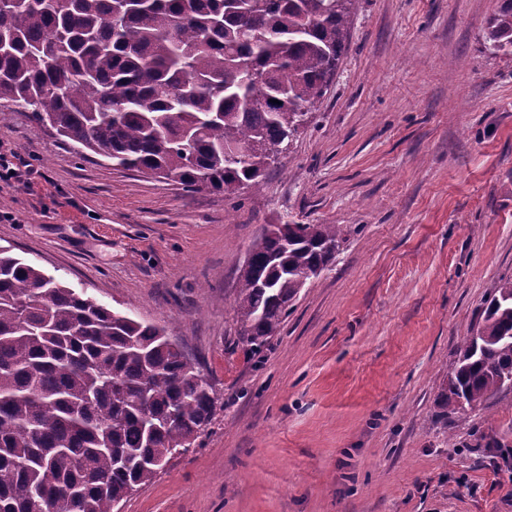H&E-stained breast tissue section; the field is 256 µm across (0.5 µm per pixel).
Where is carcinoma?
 Here are the masks:
<instances>
[{"instance_id": "cac0c4a2", "label": "carcinoma", "mask_w": 512, "mask_h": 512, "mask_svg": "<svg viewBox=\"0 0 512 512\" xmlns=\"http://www.w3.org/2000/svg\"><path fill=\"white\" fill-rule=\"evenodd\" d=\"M360 0H0V100L81 154L191 189L257 188L323 97ZM485 43L512 54V0ZM277 99L281 104H274ZM336 224H270L233 304L259 352ZM512 389V279L487 299L443 408ZM215 391L164 328L0 249V512H114L214 415Z\"/></svg>"}]
</instances>
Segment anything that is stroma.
Returning <instances> with one entry per match:
<instances>
[{
    "label": "stroma",
    "instance_id": "35a3bbf8",
    "mask_svg": "<svg viewBox=\"0 0 512 512\" xmlns=\"http://www.w3.org/2000/svg\"><path fill=\"white\" fill-rule=\"evenodd\" d=\"M499 0H361L343 61L259 188L195 191L82 157L0 103L41 176L0 187V247L163 326L217 404L119 512H512V390L440 406L460 344L512 279V55ZM268 224H337L257 355L231 304ZM485 44L495 52L512 54V0H500V5L489 22Z\"/></svg>",
    "mask_w": 512,
    "mask_h": 512
}]
</instances>
